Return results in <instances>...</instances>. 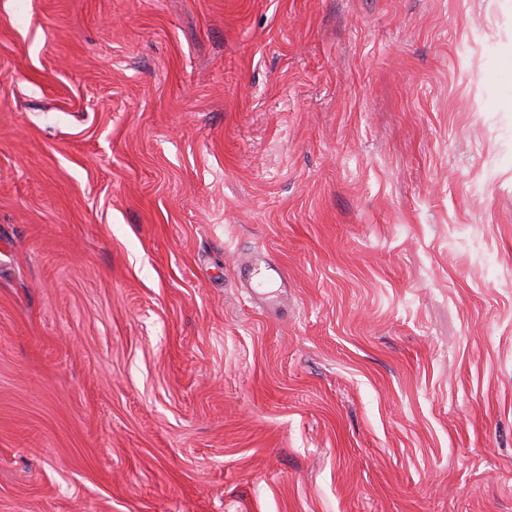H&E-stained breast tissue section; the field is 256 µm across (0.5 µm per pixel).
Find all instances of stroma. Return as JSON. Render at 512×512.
<instances>
[{
	"instance_id": "1",
	"label": "stroma",
	"mask_w": 512,
	"mask_h": 512,
	"mask_svg": "<svg viewBox=\"0 0 512 512\" xmlns=\"http://www.w3.org/2000/svg\"><path fill=\"white\" fill-rule=\"evenodd\" d=\"M0 512H512V0H0Z\"/></svg>"
}]
</instances>
